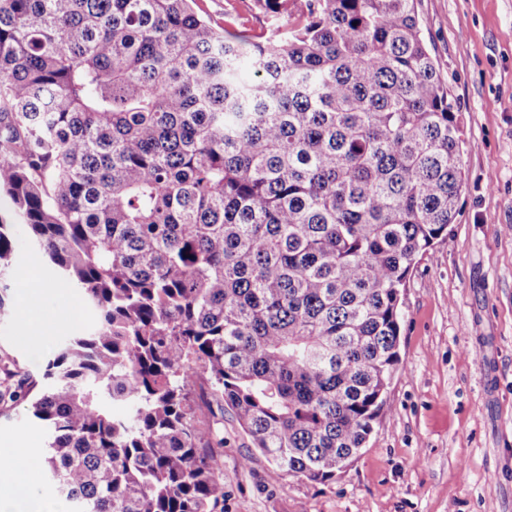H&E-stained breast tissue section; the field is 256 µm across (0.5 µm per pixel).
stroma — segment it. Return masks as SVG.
Segmentation results:
<instances>
[{
	"mask_svg": "<svg viewBox=\"0 0 512 512\" xmlns=\"http://www.w3.org/2000/svg\"><path fill=\"white\" fill-rule=\"evenodd\" d=\"M423 35L464 121L466 181L447 237L405 288L400 361L365 448L325 484L293 477L253 447L232 411L189 396L199 427L224 428V512H512V0H417ZM16 271L0 308V361L39 374L92 314L80 293L63 304L39 348L16 341L24 322L21 271L56 282L25 225L13 228ZM47 435L26 403L0 406V443Z\"/></svg>",
	"mask_w": 512,
	"mask_h": 512,
	"instance_id": "stroma-1",
	"label": "stroma"
}]
</instances>
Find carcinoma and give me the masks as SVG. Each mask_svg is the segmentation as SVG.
Wrapping results in <instances>:
<instances>
[{
  "label": "carcinoma",
  "instance_id": "cac0c4a2",
  "mask_svg": "<svg viewBox=\"0 0 512 512\" xmlns=\"http://www.w3.org/2000/svg\"><path fill=\"white\" fill-rule=\"evenodd\" d=\"M254 5L288 25L0 0V192L93 311L39 378L5 372L0 404L46 423L72 512H224L201 373L271 465L336 479L387 403L407 281L454 223L462 121L416 0ZM208 392L207 385L203 376L196 379L189 389V396L195 402L197 407L196 422L199 427L216 431L221 427V424H217L221 419V413L218 410L215 402L211 401L209 396H205L203 400V394ZM210 402V407L208 405Z\"/></svg>",
  "mask_w": 512,
  "mask_h": 512
}]
</instances>
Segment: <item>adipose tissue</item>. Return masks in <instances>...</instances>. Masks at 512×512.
Returning a JSON list of instances; mask_svg holds the SVG:
<instances>
[{"label": "adipose tissue", "mask_w": 512, "mask_h": 512, "mask_svg": "<svg viewBox=\"0 0 512 512\" xmlns=\"http://www.w3.org/2000/svg\"><path fill=\"white\" fill-rule=\"evenodd\" d=\"M22 281L28 299L38 303L39 308L27 315L17 341L20 345L35 347L41 344L54 314L53 306L44 304L43 299L57 294L58 289L42 282L33 267L23 272ZM36 468L35 460L25 448L18 445L0 448V512H43L41 499L32 484Z\"/></svg>", "instance_id": "adipose-tissue-1"}]
</instances>
